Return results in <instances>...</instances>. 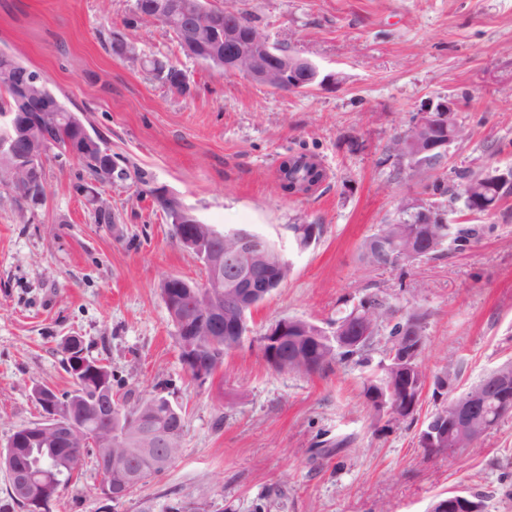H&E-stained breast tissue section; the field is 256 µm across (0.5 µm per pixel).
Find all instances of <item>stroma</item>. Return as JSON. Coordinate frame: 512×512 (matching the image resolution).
I'll list each match as a JSON object with an SVG mask.
<instances>
[{
	"label": "stroma",
	"instance_id": "35a3bbf8",
	"mask_svg": "<svg viewBox=\"0 0 512 512\" xmlns=\"http://www.w3.org/2000/svg\"><path fill=\"white\" fill-rule=\"evenodd\" d=\"M270 42L314 63L328 84L284 93L181 56L165 27L130 25L134 0H0V51L40 72L58 98L103 139L115 169L138 178L98 186L111 223L95 218L91 179L68 155L45 164L47 195L30 207L0 186V447L41 418L33 390L72 391L63 343L82 337L107 366L114 391L167 395L186 415L184 446L162 474L120 506L205 498L218 512H428L463 490L487 512H512V414L481 448L425 454L419 422L382 428L361 396L367 367L348 362L305 375L278 372L254 337L280 319L332 329L367 296L396 315L425 316L427 375L461 368L457 391L512 362V197L496 214L469 213L457 195L425 193L426 174L396 175L386 147L420 109L454 95L466 139L448 147L438 174L512 166V0H236ZM142 54L179 59L195 87L174 95L140 59L111 55L113 33ZM307 153L326 180L291 196L276 185L283 156ZM176 196L218 231L266 236L291 271L249 325L253 339L210 378L180 360L161 296L178 276L204 283L200 260L172 235L150 195ZM404 202L438 203L450 241L410 266L374 269L364 238L398 220ZM318 224L297 249L288 227ZM348 438L325 455L319 442ZM101 476L84 455L52 512H100Z\"/></svg>",
	"mask_w": 512,
	"mask_h": 512
}]
</instances>
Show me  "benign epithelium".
I'll return each instance as SVG.
<instances>
[{
  "label": "benign epithelium",
  "instance_id": "1",
  "mask_svg": "<svg viewBox=\"0 0 512 512\" xmlns=\"http://www.w3.org/2000/svg\"><path fill=\"white\" fill-rule=\"evenodd\" d=\"M224 10V28L213 26L208 7L197 2L181 0H153L144 18L154 20L162 25L170 22L176 25L184 49L191 55L201 51L210 62L216 64L230 75H244L253 82L271 89L286 92L304 84V79L314 83L319 80L318 69L307 59L297 55L287 54L277 50L269 39L251 31L247 36L242 35L237 23V12L229 6ZM210 35L208 43L199 40L201 30ZM43 77L38 72L26 74L25 80L17 85L20 96H31L38 90ZM458 105L453 99H446L431 104L422 110L420 118L415 122V129L402 136L406 148L399 160L410 166H416V161L424 156L437 154L447 157L448 146L454 141L451 130L459 123ZM57 116L51 105H46L42 111L21 120L11 113L0 115V155L14 157L28 176H33L44 158L57 145L45 140L40 134V128L51 117ZM483 176L498 186L499 191L512 193V171L489 170ZM169 218L173 224H186L189 232L181 238V244L193 251L209 271L208 279L202 286L186 285V290L178 300H168L170 312L174 317H182L187 312L200 316V320L192 325L178 326L179 334L191 339L197 335L198 326H204L209 334H214L224 327V320L229 315V309L241 311L252 310L260 304V298L268 296V288H240L228 298L224 292V270L237 268L242 263L245 252L228 248L217 251L213 248L217 230L202 223L188 208L179 201L172 200ZM293 320L281 319L261 333L257 340L261 349L269 346L279 347L293 339L296 329L292 327ZM71 351L79 352V358L74 360L75 371L72 372L76 384L84 383V379L92 378L98 384L95 396L97 409L107 417H112L117 396L112 392L111 376L102 375L101 363L92 361L80 351L82 341L77 336L67 340ZM411 351H403L394 358L391 369L399 373L405 391L409 392L415 383L409 369ZM34 398L44 406L42 419L28 428V433L38 438L40 435H50L62 438L68 446L80 445L92 448L100 458L111 459L121 464L138 461L143 455L141 448L124 449L121 456L112 455V443L126 446L128 438H112V431H91L77 424L71 417L72 399H59L54 390L47 387L34 389ZM493 399L503 414L512 411V368L503 367L492 372L483 381L481 388L463 399L453 400L444 404V409L438 415L430 418L420 432V440L427 445H437L445 438L463 437L475 432H487L491 424L484 413L487 399ZM175 436L170 431H150L147 434L146 446L154 449L156 463L164 465L168 462L167 446ZM104 492L101 496L118 508L128 498L125 486L119 484H102ZM21 498L27 505L28 512H43L46 496H55L57 488L49 487L42 482L33 480L20 488ZM432 512H479L476 504L468 494L454 492L436 500Z\"/></svg>",
  "mask_w": 512,
  "mask_h": 512
}]
</instances>
